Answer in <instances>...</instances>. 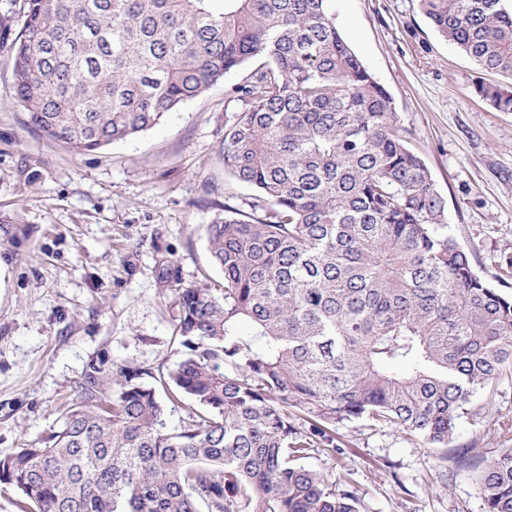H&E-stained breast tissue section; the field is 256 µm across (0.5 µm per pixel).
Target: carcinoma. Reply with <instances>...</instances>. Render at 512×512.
<instances>
[{"mask_svg": "<svg viewBox=\"0 0 512 512\" xmlns=\"http://www.w3.org/2000/svg\"><path fill=\"white\" fill-rule=\"evenodd\" d=\"M23 0L0 18L14 89L47 139L94 152L249 62L224 170L255 190L206 227L223 282L180 289L166 371L91 360L63 424L0 456L23 512H360L304 460L365 420L442 451L472 397L512 378V257L498 287L448 234L447 201L330 0ZM478 70L512 81L506 0H420ZM472 93L512 112V84ZM188 402L179 427L165 401ZM306 422L301 428L297 420ZM512 512V449L483 460Z\"/></svg>", "mask_w": 512, "mask_h": 512, "instance_id": "carcinoma-1", "label": "carcinoma"}]
</instances>
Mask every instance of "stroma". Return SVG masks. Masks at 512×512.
<instances>
[{
	"instance_id": "obj_1",
	"label": "stroma",
	"mask_w": 512,
	"mask_h": 512,
	"mask_svg": "<svg viewBox=\"0 0 512 512\" xmlns=\"http://www.w3.org/2000/svg\"><path fill=\"white\" fill-rule=\"evenodd\" d=\"M338 30L394 99L396 120L448 202V229L477 271L512 256V112L471 91L479 71L442 40L418 0H332ZM243 66L166 114L155 128L75 153L32 127L0 47V456L58 427L93 359L166 370L180 356L178 286L221 280L205 227L252 190L224 171V129ZM177 283L162 278L163 265ZM447 454L390 427L340 426L341 451L305 464L346 481L361 512H484L460 448L493 457L512 448V380L473 397Z\"/></svg>"
}]
</instances>
